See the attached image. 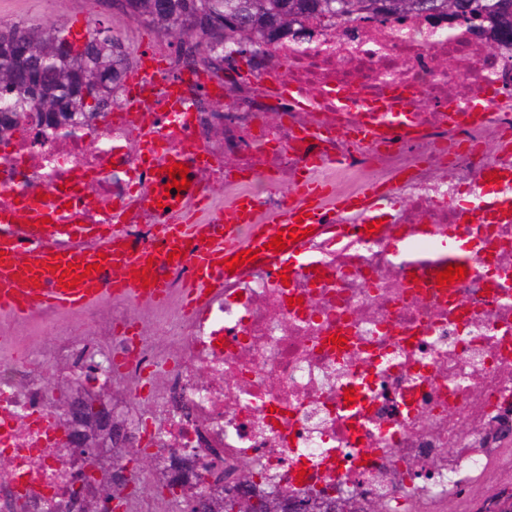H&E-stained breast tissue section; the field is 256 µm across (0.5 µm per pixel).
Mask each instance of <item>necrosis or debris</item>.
<instances>
[{
    "label": "necrosis or debris",
    "mask_w": 512,
    "mask_h": 512,
    "mask_svg": "<svg viewBox=\"0 0 512 512\" xmlns=\"http://www.w3.org/2000/svg\"><path fill=\"white\" fill-rule=\"evenodd\" d=\"M228 88L216 142L196 92L215 101ZM184 95L175 127L155 108L128 111L119 89L91 137L14 134L0 188L60 224L99 226L121 208L130 245H154L163 218L139 155L151 129L208 157L191 213L221 186L269 217L283 208L278 185L311 177L339 199L371 195L375 229L352 236L357 215L327 225L300 267L252 265L197 311L175 266L164 301L79 314L81 343L61 338L52 310L33 316V335H1L0 512H83L102 473L141 454L180 467L184 495L215 456L259 490L357 494L384 512H455L461 491L512 474V443L493 434L512 422V40L485 18L327 17L248 75L197 70ZM383 99L409 110L403 133L352 137ZM449 247L470 256L454 287L416 276ZM80 406L121 416L126 444L112 450V427H98L111 451L88 461L75 445L88 423L69 415Z\"/></svg>",
    "instance_id": "1"
}]
</instances>
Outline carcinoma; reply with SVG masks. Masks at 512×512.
Listing matches in <instances>:
<instances>
[{
    "label": "carcinoma",
    "mask_w": 512,
    "mask_h": 512,
    "mask_svg": "<svg viewBox=\"0 0 512 512\" xmlns=\"http://www.w3.org/2000/svg\"><path fill=\"white\" fill-rule=\"evenodd\" d=\"M461 1L458 13L485 12L512 36V0H121V8L166 36L169 46H191L184 66L212 69L233 52L250 66L284 39L308 41L312 21L325 16L435 14ZM199 31L209 40L198 41ZM135 61L134 47L99 19L80 40L54 24L0 31V144L9 143L10 132L30 128L47 137L94 133L92 121L108 115L112 90Z\"/></svg>",
    "instance_id": "cac0c4a2"
}]
</instances>
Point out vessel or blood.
<instances>
[{"label": "vessel or blood", "mask_w": 512, "mask_h": 512, "mask_svg": "<svg viewBox=\"0 0 512 512\" xmlns=\"http://www.w3.org/2000/svg\"><path fill=\"white\" fill-rule=\"evenodd\" d=\"M161 70L158 56H141L132 83L136 94L129 102L133 111H140L142 104L153 98L146 81ZM156 101L158 111L166 113L172 123L185 110L184 99L172 90L164 91ZM141 148L150 157L153 169L149 200L161 204L167 216L166 224L158 229V244L132 248L117 221L106 232L93 234L82 225L47 223V212L39 206L24 207L16 202L1 205L0 223L7 224L8 229L0 233V311L26 315L53 308L77 313L92 303L112 298L161 299L166 286L161 270L173 253L191 270L187 305L193 308L205 301L209 290L233 278L228 262L237 254H254L258 262L276 268L292 262L307 232L316 231L324 215V188L306 181L294 190L291 201L272 223H256L258 206L247 196L235 198L223 213L209 221L186 222L185 207L193 192L169 188V170L178 163L189 173H196V153L160 150L151 131L144 133ZM241 224L252 227L249 239L243 243L236 240ZM50 235L71 238L72 243L46 245L44 239ZM277 236L282 237L283 248L272 247L271 241ZM71 265L90 267L91 273L75 286L61 287V273Z\"/></svg>", "instance_id": "obj_1"}]
</instances>
